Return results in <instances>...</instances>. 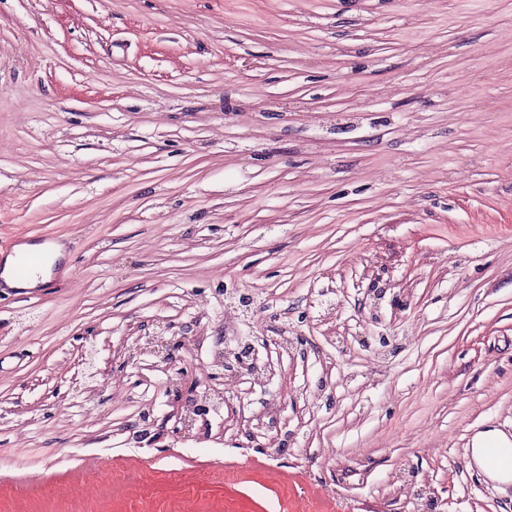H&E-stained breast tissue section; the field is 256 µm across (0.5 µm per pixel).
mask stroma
Wrapping results in <instances>:
<instances>
[{
	"label": "stroma",
	"mask_w": 512,
	"mask_h": 512,
	"mask_svg": "<svg viewBox=\"0 0 512 512\" xmlns=\"http://www.w3.org/2000/svg\"><path fill=\"white\" fill-rule=\"evenodd\" d=\"M48 240L0 512H512L469 459L512 435V0H0V260Z\"/></svg>",
	"instance_id": "1"
}]
</instances>
